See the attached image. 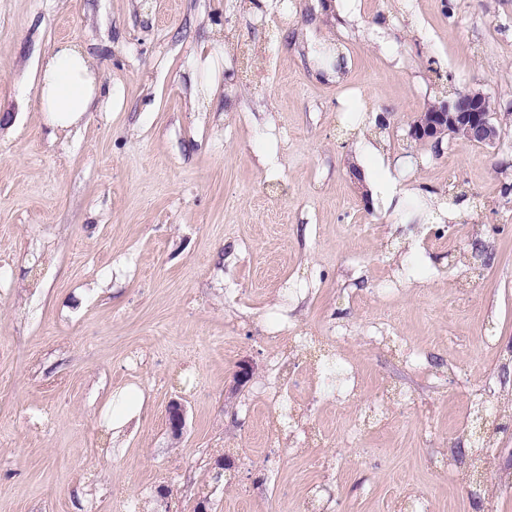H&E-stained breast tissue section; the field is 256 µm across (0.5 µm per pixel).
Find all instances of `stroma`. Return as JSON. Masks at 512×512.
Here are the masks:
<instances>
[{
  "label": "stroma",
  "mask_w": 512,
  "mask_h": 512,
  "mask_svg": "<svg viewBox=\"0 0 512 512\" xmlns=\"http://www.w3.org/2000/svg\"><path fill=\"white\" fill-rule=\"evenodd\" d=\"M251 2L0 0V512H512V121L409 136L458 91L512 107V0ZM71 40L112 108L54 135L31 73ZM377 111L454 221L407 238L359 185ZM142 400L141 392L135 387L126 388L112 397V410L107 412L105 417L112 425L113 435L117 436L123 428L134 421Z\"/></svg>",
  "instance_id": "35a3bbf8"
}]
</instances>
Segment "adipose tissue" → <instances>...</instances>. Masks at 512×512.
<instances>
[{"label":"adipose tissue","mask_w":512,"mask_h":512,"mask_svg":"<svg viewBox=\"0 0 512 512\" xmlns=\"http://www.w3.org/2000/svg\"><path fill=\"white\" fill-rule=\"evenodd\" d=\"M111 104L112 96L103 90L95 61L82 46L59 42L45 55L36 79V106L50 128H71L94 107ZM355 164L371 198H382L385 207L400 210L402 197L422 193L419 185H398L403 163L391 158L382 144L366 142Z\"/></svg>","instance_id":"1"}]
</instances>
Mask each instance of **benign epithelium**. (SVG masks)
I'll return each instance as SVG.
<instances>
[{
  "label": "benign epithelium",
  "instance_id": "benign-epithelium-1",
  "mask_svg": "<svg viewBox=\"0 0 512 512\" xmlns=\"http://www.w3.org/2000/svg\"><path fill=\"white\" fill-rule=\"evenodd\" d=\"M486 95L479 90L460 92L451 102H444L431 112H422L410 127V137L419 143L442 145L444 136L464 137L482 145H495L500 139L495 113L487 111ZM168 428L173 437L182 436L186 427V410L178 400L168 406Z\"/></svg>",
  "mask_w": 512,
  "mask_h": 512
}]
</instances>
